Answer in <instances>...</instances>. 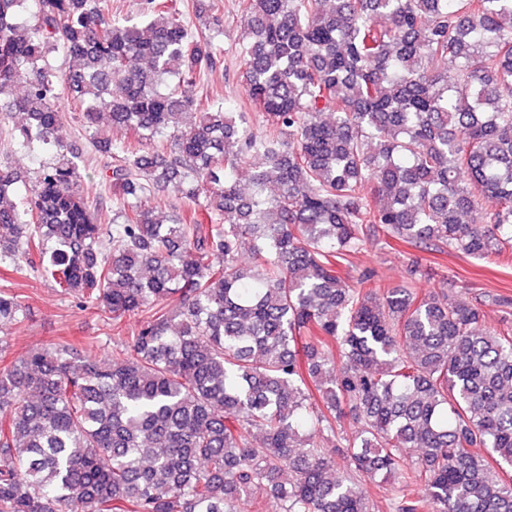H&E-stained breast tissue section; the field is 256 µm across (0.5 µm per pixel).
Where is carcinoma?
Here are the masks:
<instances>
[{
	"instance_id": "1",
	"label": "carcinoma",
	"mask_w": 512,
	"mask_h": 512,
	"mask_svg": "<svg viewBox=\"0 0 512 512\" xmlns=\"http://www.w3.org/2000/svg\"><path fill=\"white\" fill-rule=\"evenodd\" d=\"M186 6L194 32L179 0H0V121L38 162L0 154V265L138 318L107 363L62 341L0 369V512H375L393 478L389 512H512V322L482 326L512 297L424 292L416 259L341 275L382 237L512 255V0H238L262 131L200 92L224 14ZM61 94L126 131L96 138L110 210Z\"/></svg>"
}]
</instances>
